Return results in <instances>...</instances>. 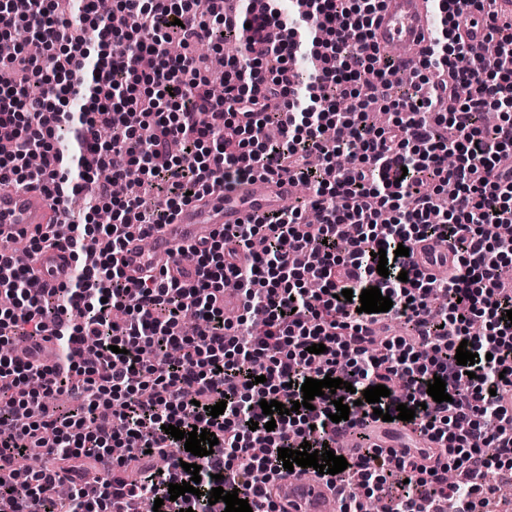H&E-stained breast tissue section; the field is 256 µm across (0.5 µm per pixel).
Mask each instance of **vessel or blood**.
Wrapping results in <instances>:
<instances>
[{"label":"vessel or blood","instance_id":"obj_1","mask_svg":"<svg viewBox=\"0 0 512 512\" xmlns=\"http://www.w3.org/2000/svg\"><path fill=\"white\" fill-rule=\"evenodd\" d=\"M459 22L467 41H485L487 30L479 14H463ZM432 27L428 0H383L374 20L373 40L381 50L401 47L416 55L427 44ZM295 193L294 182L285 174L248 179L216 190L203 200L184 206L171 223L152 232L149 248H142L136 240L130 242L121 254L124 274L133 281L162 272L192 283L195 265L180 256V248L209 240L224 225L249 219L260 221L287 204ZM61 219V212L50 207L41 191L0 194V231L31 235ZM413 259L426 276L438 279L453 267L455 254L452 248L425 241L416 246ZM72 265L71 254L63 247L34 255L32 263L41 288L46 290L65 282ZM331 494L328 481L319 477L284 478L273 485V497L284 512H325V502Z\"/></svg>","mask_w":512,"mask_h":512}]
</instances>
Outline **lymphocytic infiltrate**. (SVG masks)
<instances>
[{
    "label": "lymphocytic infiltrate",
    "instance_id": "lymphocytic-infiltrate-1",
    "mask_svg": "<svg viewBox=\"0 0 512 512\" xmlns=\"http://www.w3.org/2000/svg\"><path fill=\"white\" fill-rule=\"evenodd\" d=\"M74 2L72 20L55 0H0V37L22 24L44 47L39 60L21 51L0 59V128L13 133L0 140V181L39 186L61 208L86 188L113 213L108 226L91 211L84 224L62 221L31 237L36 252L69 249L60 291H25L28 270L0 252V295L12 299L0 306V344L47 333L58 348L50 363L0 357V512H139L158 487L189 480L187 463L201 467L198 494L164 501L159 512H215L208 499L218 486L252 512H279L270 491L286 474L279 449L335 445L372 412L357 394L376 385L390 391L381 406L414 409L410 425L433 444L435 461L423 465L408 451L349 455L331 477L344 490L341 512H361L354 487L381 496L391 476L407 481L395 512H434L442 501L476 512L488 474L512 470V287L501 280L512 263V16L493 10L494 0H433L442 26L422 63L434 74L416 75L403 96L388 80L395 58L369 43L381 0H303L305 11L284 22L278 0H265L259 15L243 2L230 14L212 5L204 20L192 0H115L111 18L94 0ZM463 11L483 14L494 60L448 27ZM227 37L243 50L225 60L224 96L215 99L204 89L209 60L191 49ZM172 39L188 54L168 57ZM76 95L82 107L67 114ZM385 111L394 123L376 126L374 113ZM62 120L66 154L56 147ZM327 126L335 139H325ZM112 127L121 135L103 143ZM102 168L131 179L126 197H113ZM280 173L312 197L182 248L197 266L193 284L125 278L120 255L131 236L148 237L191 196ZM309 208L320 209V223L303 225ZM426 240L452 246L448 276L426 278L395 253ZM315 278L322 286L312 292ZM228 280L241 297L233 319L223 306ZM371 287L391 298L389 311H360L358 296ZM441 293L448 300L439 304ZM188 315L205 318L206 329L184 335ZM393 319L407 335H388ZM315 344L325 352L311 353ZM462 344L476 355L468 368L455 359ZM258 363L266 380L249 384ZM328 376L352 391L293 409L305 379ZM436 377L449 395L441 403L427 393ZM59 393L79 400L78 411L50 409L46 396ZM336 395L350 407L337 423ZM264 399L289 408L271 431ZM219 401L224 413L211 416ZM169 424L219 443L196 457L165 433ZM23 454L51 463L21 477ZM454 468L466 490L448 486ZM62 483L72 496L61 511Z\"/></svg>",
    "mask_w": 512,
    "mask_h": 512
}]
</instances>
